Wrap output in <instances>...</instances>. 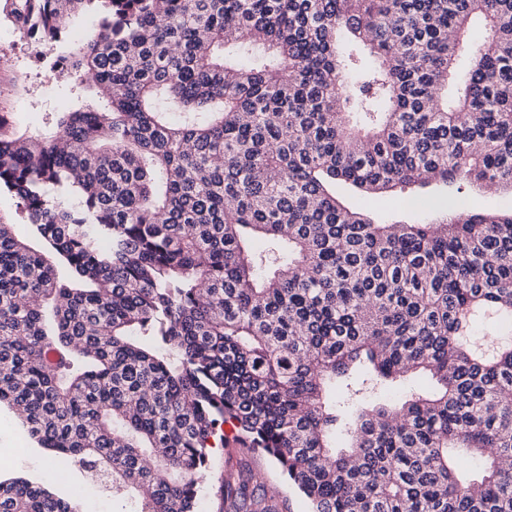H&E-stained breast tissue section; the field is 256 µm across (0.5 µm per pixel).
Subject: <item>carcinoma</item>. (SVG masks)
<instances>
[{"label":"carcinoma","mask_w":512,"mask_h":512,"mask_svg":"<svg viewBox=\"0 0 512 512\" xmlns=\"http://www.w3.org/2000/svg\"><path fill=\"white\" fill-rule=\"evenodd\" d=\"M1 21L64 48L42 60L71 93L38 129L0 113L28 225L0 222V406L24 436L132 512H199L217 441L310 512H512V210L376 220L335 191L512 194V0H4ZM416 373L434 389L384 398ZM251 483L230 472L219 512H273ZM0 512L74 510L13 478Z\"/></svg>","instance_id":"1"}]
</instances>
